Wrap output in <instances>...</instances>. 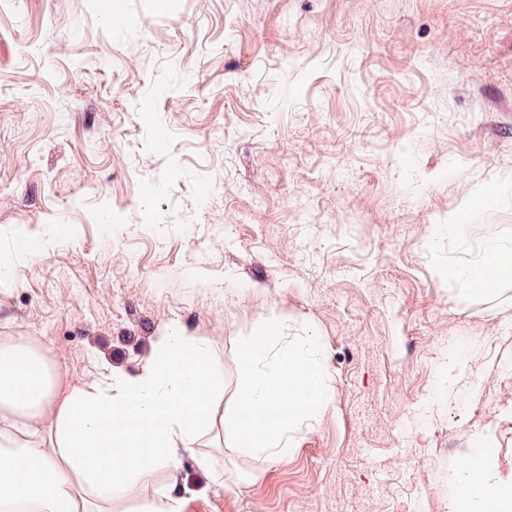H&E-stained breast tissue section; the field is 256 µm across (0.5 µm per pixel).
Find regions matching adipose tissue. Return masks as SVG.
Returning a JSON list of instances; mask_svg holds the SVG:
<instances>
[{
	"instance_id": "adipose-tissue-1",
	"label": "adipose tissue",
	"mask_w": 512,
	"mask_h": 512,
	"mask_svg": "<svg viewBox=\"0 0 512 512\" xmlns=\"http://www.w3.org/2000/svg\"><path fill=\"white\" fill-rule=\"evenodd\" d=\"M464 293L512 277V252L488 244L481 262L452 270ZM231 414L219 399L224 359L209 337L173 328L137 373L69 384L51 350L0 340V512H184V453L230 429L232 450L259 461L285 454L291 434L333 399L315 337L277 346L250 340ZM288 410H279L281 396ZM457 512L492 500L512 512V475L478 448L452 472Z\"/></svg>"
}]
</instances>
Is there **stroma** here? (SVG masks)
<instances>
[{
  "instance_id": "stroma-1",
  "label": "stroma",
  "mask_w": 512,
  "mask_h": 512,
  "mask_svg": "<svg viewBox=\"0 0 512 512\" xmlns=\"http://www.w3.org/2000/svg\"><path fill=\"white\" fill-rule=\"evenodd\" d=\"M490 241L512 0H0V336L73 384L208 336L228 409L251 337L321 346L333 403L223 486L184 455L185 512H452L487 436L511 474L512 278L449 275Z\"/></svg>"
}]
</instances>
